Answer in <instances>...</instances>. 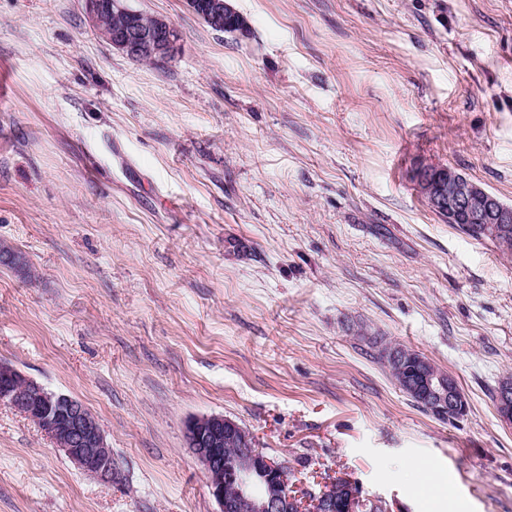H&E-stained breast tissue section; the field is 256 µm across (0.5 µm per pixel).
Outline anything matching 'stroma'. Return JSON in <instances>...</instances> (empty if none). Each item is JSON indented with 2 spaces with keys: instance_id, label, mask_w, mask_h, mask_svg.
<instances>
[{
  "instance_id": "stroma-1",
  "label": "stroma",
  "mask_w": 512,
  "mask_h": 512,
  "mask_svg": "<svg viewBox=\"0 0 512 512\" xmlns=\"http://www.w3.org/2000/svg\"><path fill=\"white\" fill-rule=\"evenodd\" d=\"M186 0L138 63L83 0H0V362L81 400L116 478L0 402V512H218L186 441L220 414L298 484L387 512H512V255L430 209L418 166L512 205V0ZM452 375L418 409L378 341ZM199 6L203 10L210 24L215 27H224L221 31L224 33L235 34L241 29L242 23L238 20L234 21L239 12L234 8L231 0H203L199 2ZM226 20H232L224 25ZM381 347L382 348L379 350V359L384 361V363L389 368L391 376L399 385L400 389L406 393L407 396L410 397L418 407L427 412H432L424 403L426 402L428 406L440 416H448V412H453L460 416L465 412L464 398L454 377L443 373V371H441L438 367L436 368L434 365L433 367H430V363H428L426 360L418 358L419 356L423 357L422 355L413 352L415 355L414 360L418 358L416 360V384L413 386L419 391L421 396L420 399L419 395L409 387V381L407 378L410 376H407L405 372L399 371L397 367L391 362L388 356V350H390L392 346L385 345ZM431 368H433L439 375H448V378L437 375L433 370H431ZM435 413L432 412V414ZM438 418L448 420V422H453L460 417L448 416V418Z\"/></svg>"
}]
</instances>
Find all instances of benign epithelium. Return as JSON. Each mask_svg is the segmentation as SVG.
<instances>
[{
    "mask_svg": "<svg viewBox=\"0 0 512 512\" xmlns=\"http://www.w3.org/2000/svg\"><path fill=\"white\" fill-rule=\"evenodd\" d=\"M199 6L210 24L224 26L238 11L231 0H201ZM85 10L100 37L131 60H164L171 56L180 34L173 22L157 17L151 23L132 21L136 11L129 0H85ZM414 180L429 207L448 222L495 224L504 229L512 224V206L500 202L475 182L447 166H420ZM415 388L421 400L435 413L446 416L465 412L464 398L454 377H441L430 363L416 360ZM0 401L34 420L65 456L82 471L110 483L115 475L112 449L103 430L80 400L46 389L15 368L0 364ZM500 418L512 424V383L501 385L497 395ZM186 438L208 475L209 491L218 512H336V489L342 496L343 512H360L363 500L356 483L338 477L319 491L289 486L285 465L255 448L252 436L237 422L222 415L194 418L186 427ZM237 443L227 457L224 444Z\"/></svg>",
    "mask_w": 512,
    "mask_h": 512,
    "instance_id": "1",
    "label": "benign epithelium"
}]
</instances>
